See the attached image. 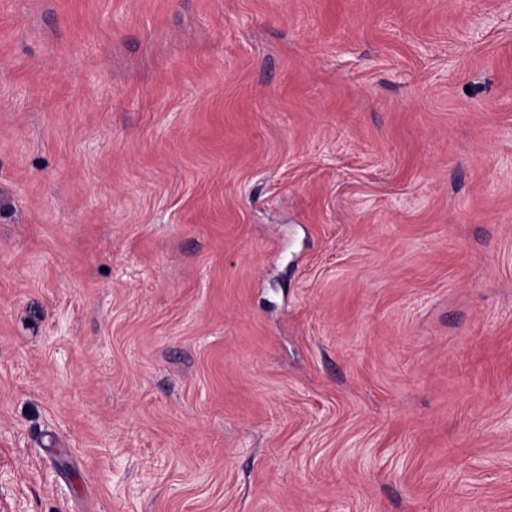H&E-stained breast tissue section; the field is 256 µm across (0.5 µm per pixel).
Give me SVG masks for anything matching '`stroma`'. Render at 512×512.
I'll use <instances>...</instances> for the list:
<instances>
[{
	"mask_svg": "<svg viewBox=\"0 0 512 512\" xmlns=\"http://www.w3.org/2000/svg\"><path fill=\"white\" fill-rule=\"evenodd\" d=\"M0 512H512V0H0Z\"/></svg>",
	"mask_w": 512,
	"mask_h": 512,
	"instance_id": "obj_1",
	"label": "stroma"
}]
</instances>
